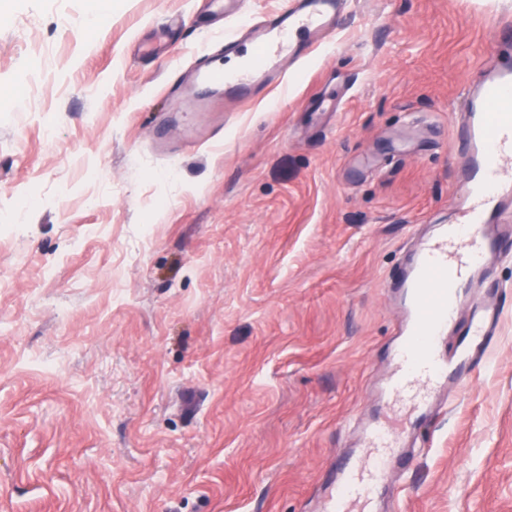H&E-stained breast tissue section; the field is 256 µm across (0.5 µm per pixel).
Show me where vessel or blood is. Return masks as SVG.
I'll return each mask as SVG.
<instances>
[{
    "label": "vessel or blood",
    "instance_id": "1",
    "mask_svg": "<svg viewBox=\"0 0 512 512\" xmlns=\"http://www.w3.org/2000/svg\"><path fill=\"white\" fill-rule=\"evenodd\" d=\"M344 2L286 0L252 15L243 0H208L209 14L233 26L170 85L173 109H207L226 97L247 103L266 87H287L291 65L335 35ZM461 108L459 220L419 239L393 282L406 310L384 384L396 418L367 422L360 448L332 464L320 512H370L394 470L413 464L407 440L430 408L443 392L466 387L498 343L504 290L477 295L473 288L492 255L512 254V51L493 67L473 69Z\"/></svg>",
    "mask_w": 512,
    "mask_h": 512
}]
</instances>
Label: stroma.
Segmentation results:
<instances>
[{"label":"stroma","instance_id":"obj_1","mask_svg":"<svg viewBox=\"0 0 512 512\" xmlns=\"http://www.w3.org/2000/svg\"><path fill=\"white\" fill-rule=\"evenodd\" d=\"M91 2L0 0V512H317L381 409L387 283L457 218L456 108L512 0H359L166 159L145 135L206 45L197 0ZM426 429L397 512H512V300Z\"/></svg>","mask_w":512,"mask_h":512}]
</instances>
